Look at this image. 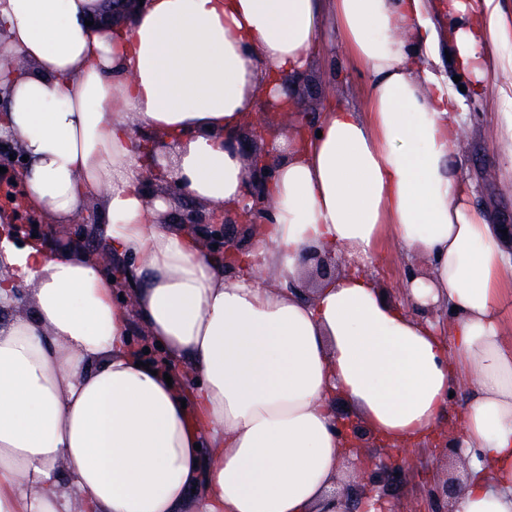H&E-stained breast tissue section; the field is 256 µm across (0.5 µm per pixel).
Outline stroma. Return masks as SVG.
<instances>
[{
  "label": "stroma",
  "instance_id": "obj_1",
  "mask_svg": "<svg viewBox=\"0 0 512 512\" xmlns=\"http://www.w3.org/2000/svg\"><path fill=\"white\" fill-rule=\"evenodd\" d=\"M441 74L446 79L460 77L464 87L460 98L464 112V134L460 143L457 173L462 181L471 183L476 191L474 205L490 223H512V172L500 160L502 142L497 123L498 113L508 111L503 89L512 87V72L489 73L482 84H475L469 75L459 74L455 65L443 63ZM364 92L363 75L340 66L338 57L319 58L315 67L288 87L294 111L305 113L310 123H317L329 100L359 102ZM12 222L23 237L36 236L50 240L54 247H63L71 241L91 252L100 251L106 226L101 220L90 224L76 223L71 227L69 240L56 238L50 225L30 210L13 214ZM426 259L408 265L394 249H386L384 259L374 268V275L393 297H400L401 289L411 271L425 272ZM411 465L403 481L389 495V512H427L428 504L423 489L440 472L442 462L429 443H422L410 453Z\"/></svg>",
  "mask_w": 512,
  "mask_h": 512
}]
</instances>
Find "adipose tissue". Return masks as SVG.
I'll list each match as a JSON object with an SVG mask.
<instances>
[{
  "instance_id": "ef3b65f1",
  "label": "adipose tissue",
  "mask_w": 512,
  "mask_h": 512,
  "mask_svg": "<svg viewBox=\"0 0 512 512\" xmlns=\"http://www.w3.org/2000/svg\"><path fill=\"white\" fill-rule=\"evenodd\" d=\"M447 8L460 70H512L489 52L497 0ZM340 45L363 103L270 141V225L227 273L165 226L171 201L140 173L241 202L245 117ZM3 54L25 62L0 74V136L28 157L31 202L71 224L97 200L136 300L81 247L0 224V308L31 290L0 325V512H377L337 489V404L408 449L452 402L468 460L452 512H512V255L455 174L463 114L429 0H145L117 23L106 0H0ZM390 241L429 264L401 304L370 273ZM315 250L346 267L306 294ZM177 364L190 391L164 380Z\"/></svg>"
}]
</instances>
